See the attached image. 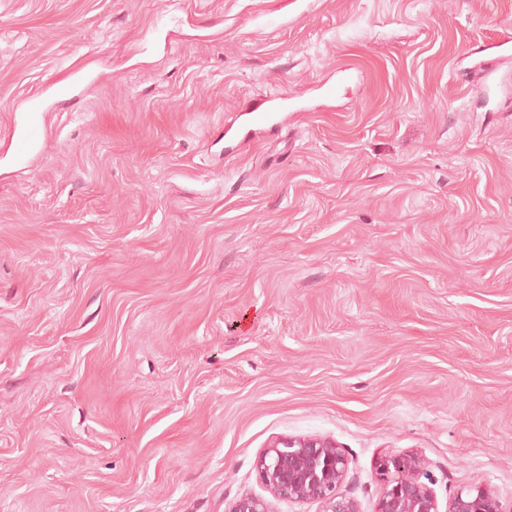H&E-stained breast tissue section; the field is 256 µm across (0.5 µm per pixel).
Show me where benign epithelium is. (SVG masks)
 I'll use <instances>...</instances> for the list:
<instances>
[{
  "label": "benign epithelium",
  "instance_id": "7a95c632",
  "mask_svg": "<svg viewBox=\"0 0 512 512\" xmlns=\"http://www.w3.org/2000/svg\"><path fill=\"white\" fill-rule=\"evenodd\" d=\"M265 489L293 503L314 502L320 512H359L343 495L348 461L334 443L317 438H288L265 449L257 464ZM380 485L376 512H439L433 490L422 481L427 463L416 452L385 453L375 467ZM228 512H268L264 500L243 496ZM448 512H512L489 490L472 487L458 491L448 502Z\"/></svg>",
  "mask_w": 512,
  "mask_h": 512
}]
</instances>
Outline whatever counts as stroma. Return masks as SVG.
<instances>
[{
  "label": "stroma",
  "instance_id": "1",
  "mask_svg": "<svg viewBox=\"0 0 512 512\" xmlns=\"http://www.w3.org/2000/svg\"><path fill=\"white\" fill-rule=\"evenodd\" d=\"M509 37L512 0H0V512H227L288 437L360 512L392 450L512 504ZM284 111H288V102H277L265 107L249 105L241 109L239 117H243L248 124L262 125L273 119L276 112Z\"/></svg>",
  "mask_w": 512,
  "mask_h": 512
}]
</instances>
